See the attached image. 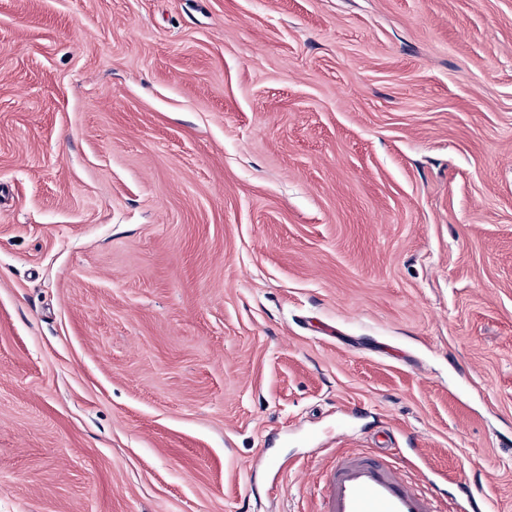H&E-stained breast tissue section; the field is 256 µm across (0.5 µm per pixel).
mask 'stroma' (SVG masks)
I'll list each match as a JSON object with an SVG mask.
<instances>
[{"label":"stroma","mask_w":512,"mask_h":512,"mask_svg":"<svg viewBox=\"0 0 512 512\" xmlns=\"http://www.w3.org/2000/svg\"><path fill=\"white\" fill-rule=\"evenodd\" d=\"M340 448L512 512V0H0V512Z\"/></svg>","instance_id":"obj_1"}]
</instances>
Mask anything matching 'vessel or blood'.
I'll return each instance as SVG.
<instances>
[{
	"instance_id": "1",
	"label": "vessel or blood",
	"mask_w": 512,
	"mask_h": 512,
	"mask_svg": "<svg viewBox=\"0 0 512 512\" xmlns=\"http://www.w3.org/2000/svg\"><path fill=\"white\" fill-rule=\"evenodd\" d=\"M321 512H447L437 483L411 478L384 457L355 453L337 458L322 478Z\"/></svg>"
}]
</instances>
